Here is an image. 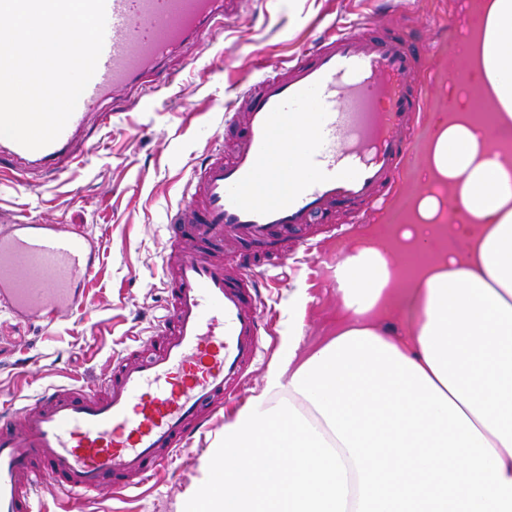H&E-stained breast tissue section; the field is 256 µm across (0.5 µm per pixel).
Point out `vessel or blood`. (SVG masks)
<instances>
[{
  "label": "vessel or blood",
  "mask_w": 512,
  "mask_h": 512,
  "mask_svg": "<svg viewBox=\"0 0 512 512\" xmlns=\"http://www.w3.org/2000/svg\"><path fill=\"white\" fill-rule=\"evenodd\" d=\"M246 3L106 0L103 50L68 123L35 150L0 137V177L17 167L36 180L82 162L90 120L112 123L106 102L144 99L155 74ZM415 41L399 30L371 36L366 21L322 33L226 104L232 153L215 142L169 215L171 245L191 252L163 269L167 299L151 326L153 352L115 358L94 387H49L21 407L0 402V512H38L44 482L64 494V512H85L89 494L142 488L208 431L265 351L263 275L287 265L289 248L320 246L296 231L324 224L336 232L337 212L360 223L371 205L398 194L410 133L426 110L429 66ZM228 239L264 253L240 256L230 271L217 255ZM102 249L57 224H1L0 310L47 326L77 313Z\"/></svg>",
  "instance_id": "obj_1"
}]
</instances>
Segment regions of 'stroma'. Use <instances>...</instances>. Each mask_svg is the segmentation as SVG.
<instances>
[{"mask_svg":"<svg viewBox=\"0 0 512 512\" xmlns=\"http://www.w3.org/2000/svg\"><path fill=\"white\" fill-rule=\"evenodd\" d=\"M477 3L403 0L399 12L391 13L385 0H251L222 34L191 49L192 63L182 67L169 91L136 105L117 96L111 127L91 126L80 165L36 186L0 180L1 217L81 228L103 241L84 304L74 317L42 331L17 325L0 311V397L19 400L49 386L95 384L110 373L115 356L146 338L153 317L164 312L161 264L169 245L167 213L182 202L191 170L205 157L213 135L224 132L218 101L243 90L256 56L287 64L309 35L356 18L367 19L378 35L403 25L418 29L427 41L440 23L471 21ZM464 64L447 40L430 55L428 109L412 137L413 159L393 208L411 211L418 195L436 190L423 174L426 149L433 122L448 104L449 73ZM388 216L383 210L370 217L381 231L382 244L397 252L402 266L396 311L381 325L401 334L416 315L411 297L421 269L440 255L458 252L461 242L446 234L437 247L411 259L403 251V227L393 226ZM337 221L349 224L344 213ZM349 226L344 251H337L335 240L328 238L315 257L272 272L262 294L274 347L285 341L288 300L299 289L305 294L300 352H310L335 336L342 310L335 268L345 252L359 245L358 225ZM243 404L240 398L225 402L210 431L183 449L145 495L128 501L107 488L88 503L86 512H178L183 495L200 476L204 456L220 446L225 422Z\"/></svg>","mask_w":512,"mask_h":512,"instance_id":"obj_1","label":"stroma"}]
</instances>
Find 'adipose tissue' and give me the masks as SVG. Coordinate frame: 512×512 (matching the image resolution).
Masks as SVG:
<instances>
[{"label": "adipose tissue", "instance_id": "adipose-tissue-1", "mask_svg": "<svg viewBox=\"0 0 512 512\" xmlns=\"http://www.w3.org/2000/svg\"><path fill=\"white\" fill-rule=\"evenodd\" d=\"M490 120L512 131V0H483L466 52ZM449 100L424 172L450 197L419 195L417 252L459 205L461 253L421 274L408 332L389 336L397 277L366 245L335 269L346 320L299 357L297 313L263 389L224 425L221 448L181 512H512V154Z\"/></svg>", "mask_w": 512, "mask_h": 512}]
</instances>
